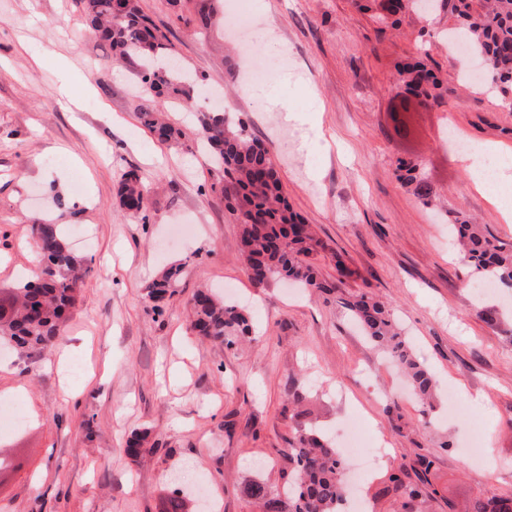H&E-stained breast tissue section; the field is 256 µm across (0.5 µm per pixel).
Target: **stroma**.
Returning a JSON list of instances; mask_svg holds the SVG:
<instances>
[{
    "instance_id": "1",
    "label": "stroma",
    "mask_w": 512,
    "mask_h": 512,
    "mask_svg": "<svg viewBox=\"0 0 512 512\" xmlns=\"http://www.w3.org/2000/svg\"><path fill=\"white\" fill-rule=\"evenodd\" d=\"M258 2L260 26L278 41L247 52L231 32L234 0H140L204 79L191 98L160 100L183 133L166 145L138 118V59L114 62L73 0H0V295L41 265L37 219L81 226L86 239L73 248L89 267L56 350L0 358V401L25 415L0 429V453L16 463L0 475V512H165L176 476L191 490L188 512L204 492L220 512H257L242 487L257 475L283 486L278 451L294 436L296 389L329 436L355 425L383 448L354 494L366 512H402L400 498L375 493L393 472L414 480L421 455L435 461L430 512H471L478 496L512 492V342L477 317L474 274L448 243V215L464 212L511 242L512 222L445 136L452 128L512 156V109L489 79H462L465 57L442 36L454 24L447 7L391 25L354 0ZM204 6L220 21L201 33L193 20ZM421 54L448 93L404 112L399 70ZM247 65L273 70L293 109L317 111L328 147L302 151L303 130L257 108L240 78ZM211 87L226 90L270 149L289 203L328 246L324 274L338 251L352 271L343 291L390 306L435 378L433 407L407 394L335 296L251 284L221 175L196 147ZM401 159L419 164L432 204L397 180ZM131 171L149 191L142 218L116 196ZM177 264V292L155 313L145 288ZM202 288L249 303L251 342L228 348L191 332L188 302ZM71 358L78 372L67 371ZM141 430L149 443L134 460L125 443Z\"/></svg>"
}]
</instances>
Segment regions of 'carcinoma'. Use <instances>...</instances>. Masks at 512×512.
<instances>
[{
	"instance_id": "cac0c4a2",
	"label": "carcinoma",
	"mask_w": 512,
	"mask_h": 512,
	"mask_svg": "<svg viewBox=\"0 0 512 512\" xmlns=\"http://www.w3.org/2000/svg\"><path fill=\"white\" fill-rule=\"evenodd\" d=\"M91 30L108 43L117 58L140 60V87L150 104L139 112L141 122L159 143L180 136L157 107V99L188 94V73L170 62L175 49L167 34L143 13L139 0H74ZM448 11L473 52L499 81L505 106L512 107V0H448ZM407 92L422 104L443 99L445 89L427 56L404 66ZM199 135L212 161L223 172L225 207L238 226L246 271L258 288L280 280L291 281L312 294H333L351 271L334 254L337 277L319 273L311 261L324 245L311 226L304 223L283 195L279 170L270 150L251 137L240 119L229 120L224 111L207 112L200 120ZM397 179L413 187L425 204L432 203V190L421 177L419 165L400 159ZM121 205L128 211L147 210V192L140 177L128 172L118 187ZM448 229L456 232L460 257L479 277L512 290V245L501 241L486 224H473L457 214ZM32 236L43 259L35 279L8 298L0 299V341L23 351L52 350L63 340L70 310L76 306L87 273L85 261L70 249L61 225L52 220L31 224ZM183 267L172 265L146 287L145 299L163 312L167 299L179 284ZM342 305L363 330L365 337L403 371L419 401L433 407L436 396L432 373L420 364L409 340L384 302L366 294H349ZM191 327L201 336L234 347L252 334L250 315L236 301L208 290L197 291L190 301ZM308 411L299 410L294 441L279 450L288 467V482L280 491L261 479L244 487L260 512H339L345 499L343 465L335 446L301 421ZM148 432H135L125 452L141 456ZM383 496L403 498L404 512H422L433 492L421 484L406 485L399 474L389 475L380 490ZM472 512H512V494L480 496Z\"/></svg>"
}]
</instances>
